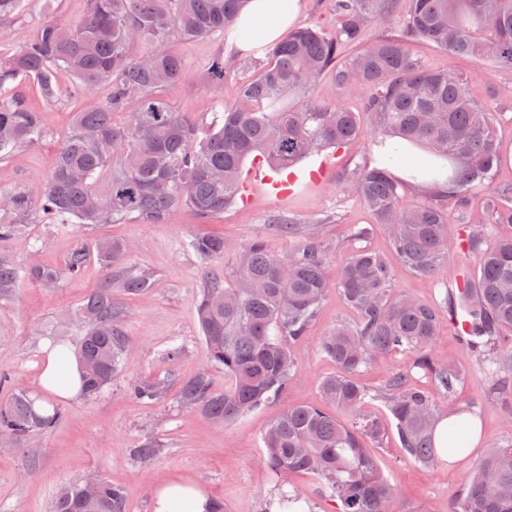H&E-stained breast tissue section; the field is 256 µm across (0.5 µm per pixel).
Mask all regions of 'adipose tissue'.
Instances as JSON below:
<instances>
[{"instance_id":"obj_1","label":"adipose tissue","mask_w":512,"mask_h":512,"mask_svg":"<svg viewBox=\"0 0 512 512\" xmlns=\"http://www.w3.org/2000/svg\"><path fill=\"white\" fill-rule=\"evenodd\" d=\"M302 0H248L235 24L236 45L249 52L279 39L294 25ZM38 384L42 391L65 401L83 397L81 357L77 349L49 351L42 359ZM211 501L195 484L184 480L162 483L152 498V512H210Z\"/></svg>"}]
</instances>
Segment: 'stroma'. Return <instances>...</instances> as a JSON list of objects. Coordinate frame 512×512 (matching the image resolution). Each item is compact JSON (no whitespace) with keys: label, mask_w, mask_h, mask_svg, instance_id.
Here are the masks:
<instances>
[{"label":"stroma","mask_w":512,"mask_h":512,"mask_svg":"<svg viewBox=\"0 0 512 512\" xmlns=\"http://www.w3.org/2000/svg\"><path fill=\"white\" fill-rule=\"evenodd\" d=\"M87 0H30L23 16L0 20L7 45L29 40L46 17L60 25L77 24L85 15ZM176 49L190 70L176 88L172 101L191 122H211L215 101L231 104L234 86L255 79L268 63L266 52L237 55L226 37L177 42ZM413 56L433 69H456L473 73L470 92L474 99L509 107L496 124L503 164L496 183L512 187V71L488 62L452 56L436 45L415 41ZM236 56L237 68L220 90L209 85L208 69L217 52ZM30 104L41 111L47 135L35 147L0 160V191L23 188L39 199L44 178L52 167L62 136L73 123L80 100L62 99L49 105L33 84L24 87ZM380 149L375 140L361 136L338 149H326L296 165L305 171L327 165V181L321 189L299 185L283 198L257 197L251 204H233L209 219H199L189 208L173 209L164 223L147 224L131 218L117 224H96L59 230L54 224H29L15 235L0 240V256L19 267L63 266L71 250L81 244L108 237L129 243L130 263L152 272V288L137 294L113 288L112 300L125 312L128 336L126 367L109 389L96 398L63 401L58 423L23 448L0 446V512H53L60 488L73 480L105 478L125 492L126 512H151L156 487L167 480L196 483L209 497L223 502L224 512H266V505L280 491H295L310 504L311 512H338L336 501L320 493L314 475L294 473L284 477H261L258 466L264 454L263 433L273 415L271 409H256L228 425L211 422L200 413L185 409L178 400L183 381L208 371L215 391L224 389V371L213 365L196 320L199 290L207 276H221L233 284L240 253L254 239L266 238L281 256L292 244L276 235V220L288 217L308 225L324 246L331 272H338L350 249L366 248L391 255L389 237L355 196L338 189L348 170L377 165ZM448 221L455 226L483 230L488 239L512 234V224L493 223L482 191H475L463 209H449ZM215 235L224 240V254L206 262L190 248L198 235ZM394 285L424 302L443 300L441 278L419 276L393 262ZM107 277L106 269L91 261L81 277L66 280L58 288L46 289L21 280L0 299V373L10 376L13 386L35 392L44 347L56 339L76 345L80 327L74 317L83 301ZM356 315L336 292H329L306 334L292 343L297 376L288 387L284 405H315L320 401L321 379L336 371L319 346L326 331L339 320L355 321ZM183 347L181 357L168 361L173 344ZM434 357L452 362L463 372L455 398L469 405L481 425L479 441L456 464L443 462L424 467L403 457L397 436L387 433L375 453L386 477L396 487V512H449L457 496L493 443L512 441V413L507 405L512 392L492 391L503 371L480 362L457 338L453 329L441 326L433 346ZM143 379L165 382L163 397L154 403L137 399L130 384ZM152 439L159 454L149 463L138 462L130 453L142 441Z\"/></svg>","instance_id":"stroma-1"}]
</instances>
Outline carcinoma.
<instances>
[{"mask_svg": "<svg viewBox=\"0 0 512 512\" xmlns=\"http://www.w3.org/2000/svg\"><path fill=\"white\" fill-rule=\"evenodd\" d=\"M245 2L87 0L86 16L74 27L49 17L31 40L0 52V91L9 93L0 96V160L45 135L42 113L24 94L27 82L48 103L63 97L60 71L73 80V98H89L103 84L109 88L105 99L75 113L45 177L40 203L20 188L0 192V215L7 217L0 219V239L34 223L38 214L62 230L129 217L159 224L178 206L208 219L235 202L249 157L261 155L288 169L322 148H339L361 135L364 113L381 137L382 161L346 172L343 190L386 226L396 255L413 272L445 273L454 247L475 259L477 270L467 275L469 289H448L445 308L451 315L464 312L463 339L472 353L511 368L512 237L491 247L483 231L455 233L448 223V208L466 206L470 193L482 190L495 223L512 224V191L494 184L501 158L495 133L499 113L472 98L470 76L427 67L407 43L426 40L455 57L512 70V0H410L402 35L373 42L367 23L390 21V0H336L341 22L334 32L303 27L267 48L270 62L259 77L238 84L235 101L200 127L168 96L188 74L174 43L223 33ZM138 43L152 50L132 54ZM234 67L235 57L218 52L209 67L212 88L220 89ZM327 73L357 99L358 108L318 100L288 106V94L314 91ZM125 112L127 118L117 121ZM409 145L422 147L433 161L448 162L451 170L443 187L437 167L429 163L420 169L419 179L434 193L405 205L390 167ZM274 231L293 241L288 257L257 238L239 256L234 286L216 278L205 281L197 320L213 364L224 368V392H215L209 374L200 372L182 384L179 402L225 425L276 404L296 376L289 344L305 334L327 293L336 289L358 320L336 323L322 339L321 353L336 364V373L319 384L324 405L293 406L274 415L263 435L261 470L315 475L321 493L339 502V512H394L397 490L368 446L385 435V424L369 411V401L384 400L411 462L436 464L435 431L445 419L456 432L454 446L461 452L466 448L470 410L453 399L461 375L432 355L441 309L398 292L390 265L376 253L353 251L333 279L325 250L304 225L279 219ZM189 246L204 260L224 254V241L215 237H194ZM94 256L106 267L108 283L89 295L78 313L84 323L79 346L84 391L90 398L108 389L124 368V310L112 302V285L136 294L151 286L150 275L130 266L129 245L114 240L91 249L76 247L61 269H22L0 258L1 291L23 277L54 288L62 278L78 276ZM393 352L409 354L406 371L388 375L380 390L370 392L358 373ZM416 373L431 379L436 393L415 387ZM163 391L161 380L130 387L149 402ZM37 401L23 389L10 392L0 403V438L22 447L52 428L60 409L38 408ZM332 407L347 419H338ZM131 452L146 462L159 448L147 440ZM94 483L98 494L90 502L83 499L85 481L65 485L55 512H125L120 487L104 478ZM450 512H512V441L490 448Z\"/></svg>", "mask_w": 512, "mask_h": 512, "instance_id": "obj_1", "label": "carcinoma"}]
</instances>
